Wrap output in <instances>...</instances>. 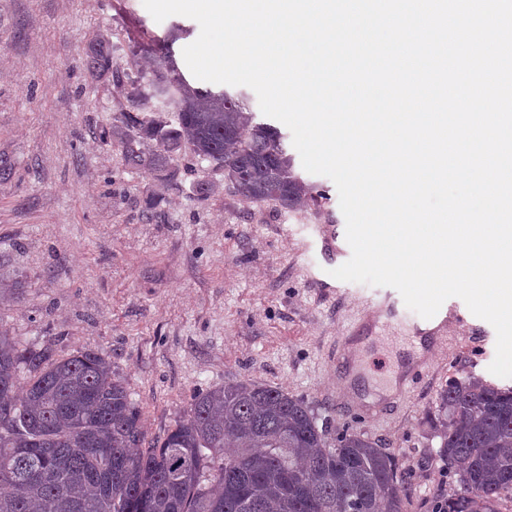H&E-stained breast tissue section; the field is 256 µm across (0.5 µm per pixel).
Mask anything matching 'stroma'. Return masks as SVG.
Segmentation results:
<instances>
[{
    "instance_id": "35a3bbf8",
    "label": "stroma",
    "mask_w": 512,
    "mask_h": 512,
    "mask_svg": "<svg viewBox=\"0 0 512 512\" xmlns=\"http://www.w3.org/2000/svg\"><path fill=\"white\" fill-rule=\"evenodd\" d=\"M176 24L178 43L198 33L187 17L155 21L143 0H0V332L61 355L107 353L153 438L198 393L248 379L282 388L329 436L379 441L398 461L406 512H434L462 492L435 455L442 390L468 374L512 387L488 370L494 328L449 321L429 377L393 414L361 421L330 360L358 307L310 282L318 226L344 221L333 181L295 164L315 198L286 211L243 200L188 150L165 175L127 167L119 142L100 137L158 67L137 43ZM101 40L122 79L88 75Z\"/></svg>"
}]
</instances>
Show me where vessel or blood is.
Instances as JSON below:
<instances>
[{"label": "vessel or blood", "instance_id": "obj_1", "mask_svg": "<svg viewBox=\"0 0 512 512\" xmlns=\"http://www.w3.org/2000/svg\"><path fill=\"white\" fill-rule=\"evenodd\" d=\"M323 251H335L336 258L324 261L323 274L316 281L320 288H343L344 292H356L354 283L341 282L331 275L336 265L347 262L351 257V248L346 241L344 231L334 226H320ZM361 304L358 316L341 336L332 365L345 391L354 390L361 380V358L369 349L377 346L383 331L391 327L394 320L400 319L405 303L399 292L390 287H379L357 292ZM463 311L455 304L442 305L436 317L425 319L414 317L409 330L414 339L407 344V355L399 365L395 383L386 392L370 402H361L357 413L363 420L375 422L381 420L388 411L397 408L410 391L428 375L433 365L435 348L446 337L448 319H462Z\"/></svg>", "mask_w": 512, "mask_h": 512}]
</instances>
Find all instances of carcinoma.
Returning a JSON list of instances; mask_svg holds the SVG:
<instances>
[{
	"instance_id": "1",
	"label": "carcinoma",
	"mask_w": 512,
	"mask_h": 512,
	"mask_svg": "<svg viewBox=\"0 0 512 512\" xmlns=\"http://www.w3.org/2000/svg\"><path fill=\"white\" fill-rule=\"evenodd\" d=\"M154 92L139 90L116 131L133 167L163 169L182 147L211 163L252 203L296 207L308 187L283 135L244 111L242 96H205L166 64ZM93 76L112 70L95 47ZM172 113L173 120L158 115ZM439 449L462 465L464 494L440 512H487L512 493V388L474 375L440 394ZM0 512H405L396 458L361 433L327 437L318 417L287 391L243 380L195 396L166 434L148 438L142 412L110 356L59 355L48 341L0 333Z\"/></svg>"
}]
</instances>
